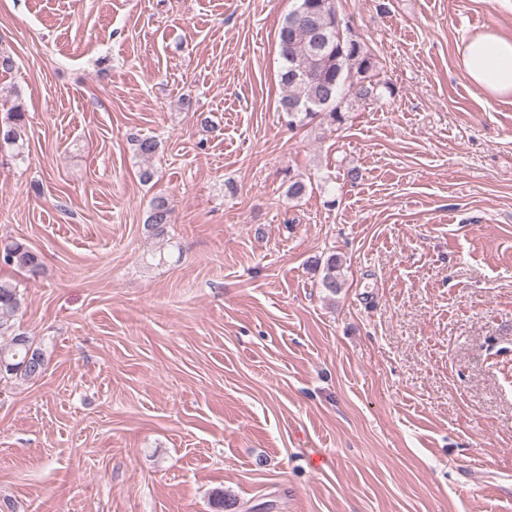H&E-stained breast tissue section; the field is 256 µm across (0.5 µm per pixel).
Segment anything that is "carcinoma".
Instances as JSON below:
<instances>
[{
    "label": "carcinoma",
    "mask_w": 512,
    "mask_h": 512,
    "mask_svg": "<svg viewBox=\"0 0 512 512\" xmlns=\"http://www.w3.org/2000/svg\"><path fill=\"white\" fill-rule=\"evenodd\" d=\"M298 5L285 18L277 32V47L282 60L280 83L283 95L279 109L288 117V126L306 125L316 119L332 124L345 120L346 105L353 100L371 101L379 97L381 86L377 61L368 46L357 39L350 27L339 28L342 17L336 0H297ZM27 146L26 112L16 98L0 118V153L9 152L23 159ZM152 137L136 140L135 152L145 167L144 181L153 178L148 163L158 151ZM172 222L167 198L150 202L144 222L148 232L164 234ZM17 267L36 278L42 274L41 255L27 244L12 240L0 247V266ZM339 260L332 255L323 265L320 284L331 293L341 288ZM23 305L19 284L0 279V381H29L40 377L49 363L47 351L24 332L17 319Z\"/></svg>",
    "instance_id": "1"
}]
</instances>
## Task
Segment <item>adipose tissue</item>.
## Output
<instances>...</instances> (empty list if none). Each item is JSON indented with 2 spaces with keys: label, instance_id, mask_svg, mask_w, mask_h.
<instances>
[{
  "label": "adipose tissue",
  "instance_id": "obj_1",
  "mask_svg": "<svg viewBox=\"0 0 512 512\" xmlns=\"http://www.w3.org/2000/svg\"><path fill=\"white\" fill-rule=\"evenodd\" d=\"M458 54L472 86L491 97H512V37L488 28L462 40Z\"/></svg>",
  "mask_w": 512,
  "mask_h": 512
}]
</instances>
